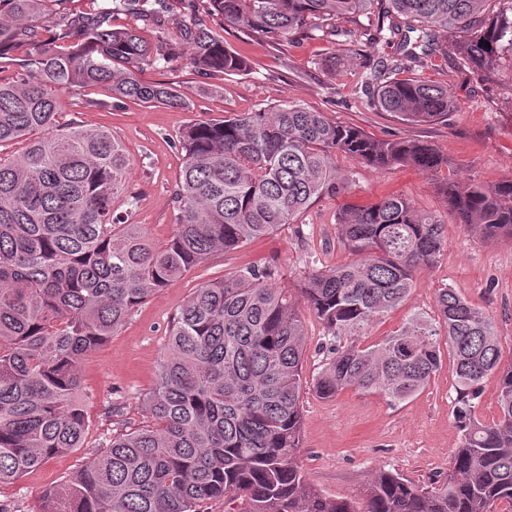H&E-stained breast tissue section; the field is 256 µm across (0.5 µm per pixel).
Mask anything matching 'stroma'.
I'll use <instances>...</instances> for the list:
<instances>
[{"label": "stroma", "instance_id": "35a3bbf8", "mask_svg": "<svg viewBox=\"0 0 512 512\" xmlns=\"http://www.w3.org/2000/svg\"><path fill=\"white\" fill-rule=\"evenodd\" d=\"M161 27L145 35L162 36L175 48L167 65H141L145 83H170L188 99V109L116 103L104 87L60 92L59 125L107 128L123 147L129 169L124 193L137 199L132 223L163 244L175 229L174 190L182 167L180 132L194 122L220 120L234 112L272 110L298 102L333 122L359 128L376 139L421 140L447 157L438 173L396 166L376 171L336 156L339 175H351L346 191L314 203L293 223L234 251H219L183 278L140 305L112 336L80 363L89 428L83 448L49 459L39 469L0 487L5 512H36L43 492L83 467L113 433L147 421L144 401L154 386L170 322L205 281L251 264L277 270L276 287L296 292L304 273L349 260L336 229V214L348 204L365 205L390 195L408 198L421 211L442 215L448 245L438 263L422 269L407 300L375 323L369 342L399 329L411 315H435L438 291L456 289L489 314L502 338L504 358L512 357V242L485 240L448 214L437 185L445 180L492 186L512 178V71L484 77L468 69L439 35L440 51L427 64L401 70L447 88L454 107L447 118L427 123L402 121L381 110L363 93L371 70L382 59L399 58L397 47L370 41L366 31L376 13L356 19H331L332 28L358 30L354 42L313 31L293 41H278L253 31L225 27V46L245 58L247 70L201 78L193 48L179 29L189 13L202 12L206 0H158ZM306 326L303 393L304 422L300 465L309 481L330 497L357 496L373 469L385 467L418 485L447 476L461 441L454 415L455 371L444 359L429 386L413 397L392 402L383 395L352 389L323 399L312 386L328 355L323 325L303 312Z\"/></svg>", "mask_w": 512, "mask_h": 512}]
</instances>
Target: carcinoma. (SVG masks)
Returning <instances> with one entry per match:
<instances>
[{
    "mask_svg": "<svg viewBox=\"0 0 512 512\" xmlns=\"http://www.w3.org/2000/svg\"><path fill=\"white\" fill-rule=\"evenodd\" d=\"M49 2L0 0V59L17 57L32 73L0 78V147L24 144L0 156V486L83 447L78 364L87 353L213 252L239 249L346 190L336 155L375 169L436 172L448 164L428 143L375 139L299 103L193 123L179 136L176 229L158 246L129 222L136 197H125L124 214H115L129 163L112 133L55 130L58 92L73 87L186 106L176 86L143 84L133 74L172 58L141 32L157 10L139 0L134 23L115 28L112 14L129 0L56 15ZM374 3L372 40L399 45L410 62L434 54L443 30L476 72L512 68V0H208L211 22L193 14L181 36L201 75L239 72L244 60L216 27L290 41ZM48 26L55 32L44 39ZM399 70L398 61L387 62L367 85L376 105L406 122L448 116L447 89L393 77ZM440 193L457 223L512 241L511 178L494 187L447 181ZM336 225L353 259L308 273L299 288L333 340L316 393L331 399L352 388L406 400L430 384L446 346L462 423L448 476L420 487L379 467L359 500L326 496L306 478L298 461L305 324L292 296L274 285V269L252 265L195 288L172 318L145 399L149 424L113 434L105 450L44 492L38 512H205L217 501L224 512H492L498 501L512 504V361L502 362L492 318L441 288L437 317L416 314L365 343L368 329L409 297L417 273L438 262L447 247L442 220L390 196L342 208ZM490 374L498 378V416L484 423L473 414Z\"/></svg>",
    "mask_w": 512,
    "mask_h": 512,
    "instance_id": "cac0c4a2",
    "label": "carcinoma"
}]
</instances>
